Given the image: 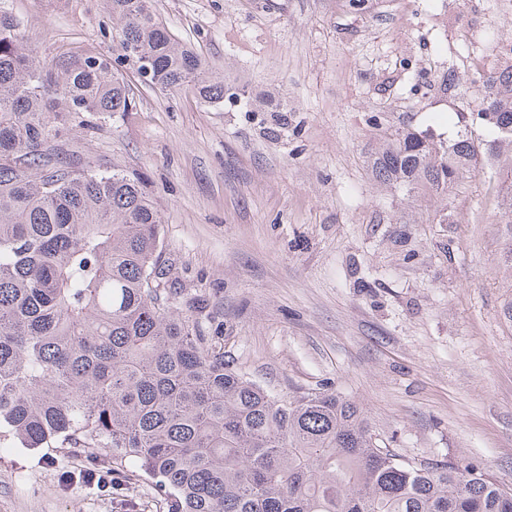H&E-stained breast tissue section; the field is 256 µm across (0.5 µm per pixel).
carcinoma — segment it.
I'll return each instance as SVG.
<instances>
[{
  "label": "carcinoma",
  "instance_id": "cac0c4a2",
  "mask_svg": "<svg viewBox=\"0 0 512 512\" xmlns=\"http://www.w3.org/2000/svg\"><path fill=\"white\" fill-rule=\"evenodd\" d=\"M153 0H107L146 84L238 99L178 42ZM491 151L512 146V70L488 76ZM96 54L44 63L0 6V429L25 448H74L152 480L166 512H512V488L466 460L405 459L353 401L278 398L224 358V323L169 279L163 220L140 176L72 165L70 117L134 107ZM468 138L440 150L403 129L375 153L383 183L445 190Z\"/></svg>",
  "mask_w": 512,
  "mask_h": 512
}]
</instances>
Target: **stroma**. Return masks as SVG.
<instances>
[{"instance_id": "1", "label": "stroma", "mask_w": 512, "mask_h": 512, "mask_svg": "<svg viewBox=\"0 0 512 512\" xmlns=\"http://www.w3.org/2000/svg\"><path fill=\"white\" fill-rule=\"evenodd\" d=\"M230 91L289 108L213 107L139 86L133 111L72 118L70 153L142 177L170 276L223 311L224 350L278 397L357 403L397 453L469 459L512 487V223L470 115L512 55V0H153ZM36 55L116 57L103 0H9ZM455 68L465 79L445 89ZM412 128L478 145L447 190L380 182L372 159ZM67 448L0 438V512H159L146 478L81 476Z\"/></svg>"}]
</instances>
